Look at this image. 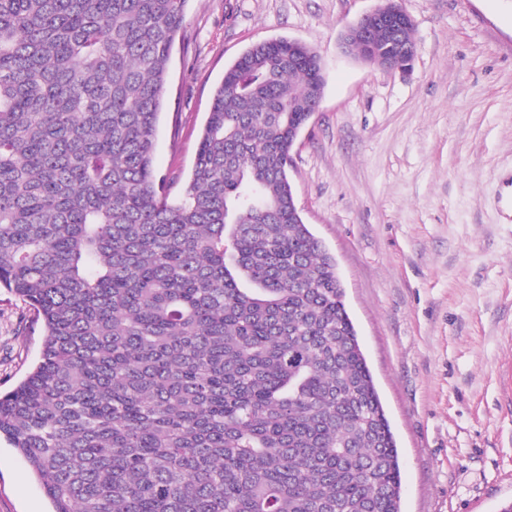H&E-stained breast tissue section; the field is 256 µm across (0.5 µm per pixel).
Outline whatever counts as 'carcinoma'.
Returning <instances> with one entry per match:
<instances>
[{
  "mask_svg": "<svg viewBox=\"0 0 512 512\" xmlns=\"http://www.w3.org/2000/svg\"><path fill=\"white\" fill-rule=\"evenodd\" d=\"M187 5L0 0V288L44 336L0 438L53 512H399L336 261L291 197L319 55L227 67L174 197L153 158Z\"/></svg>",
  "mask_w": 512,
  "mask_h": 512,
  "instance_id": "cac0c4a2",
  "label": "carcinoma"
}]
</instances>
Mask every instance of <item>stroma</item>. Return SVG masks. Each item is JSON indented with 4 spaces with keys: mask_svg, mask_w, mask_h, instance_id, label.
<instances>
[{
    "mask_svg": "<svg viewBox=\"0 0 512 512\" xmlns=\"http://www.w3.org/2000/svg\"><path fill=\"white\" fill-rule=\"evenodd\" d=\"M379 0H191L170 63L155 162L187 174L224 70L252 44L301 41L326 62L290 182L336 260L394 434L400 512L512 502V0H401L411 69L341 53ZM25 302L0 289V392L40 355ZM0 442V512H50Z\"/></svg>",
    "mask_w": 512,
    "mask_h": 512,
    "instance_id": "1",
    "label": "stroma"
}]
</instances>
